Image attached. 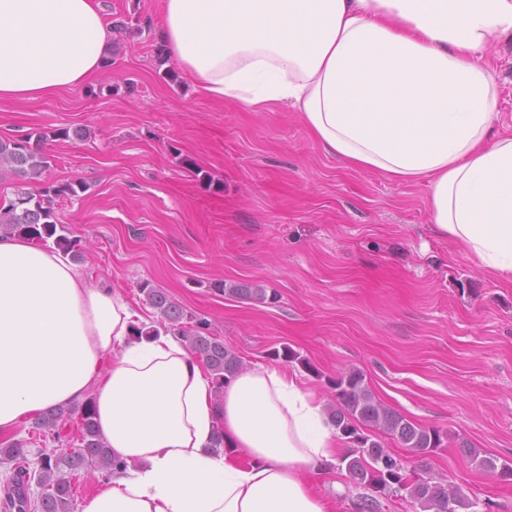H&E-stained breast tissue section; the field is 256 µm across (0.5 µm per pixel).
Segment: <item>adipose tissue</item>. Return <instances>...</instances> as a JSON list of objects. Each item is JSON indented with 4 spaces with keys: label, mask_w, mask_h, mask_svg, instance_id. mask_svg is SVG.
<instances>
[{
    "label": "adipose tissue",
    "mask_w": 512,
    "mask_h": 512,
    "mask_svg": "<svg viewBox=\"0 0 512 512\" xmlns=\"http://www.w3.org/2000/svg\"><path fill=\"white\" fill-rule=\"evenodd\" d=\"M160 30L205 97L290 105L348 167L428 183L437 234L512 284V137L495 133L483 55L512 35V0H162ZM111 60L98 0H0V102L81 86ZM142 322L68 253L0 236V434L92 399L124 467L81 512H334L317 480L345 444L316 389L261 363L216 391L180 337L135 335Z\"/></svg>",
    "instance_id": "obj_1"
}]
</instances>
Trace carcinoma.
Returning <instances> with one entry per match:
<instances>
[{"label":"carcinoma","instance_id":"obj_1","mask_svg":"<svg viewBox=\"0 0 512 512\" xmlns=\"http://www.w3.org/2000/svg\"><path fill=\"white\" fill-rule=\"evenodd\" d=\"M80 138L78 130L67 128L40 131L18 139H0V171L5 170L22 180L14 191V198L0 203V233L24 235L39 242L48 240L61 250L77 257L80 239L70 229L56 222L54 205L57 199L76 197L86 192L83 181L45 183L42 175L51 167L49 155L42 149L44 141ZM213 290L247 300L274 304L275 291L247 284L228 285L222 281L210 284ZM144 302L159 315V326L179 336L187 348L197 355L210 371L216 388L241 371L242 363L224 341L209 332V323L203 318L186 314L171 301L162 288L148 282L140 284ZM272 356L304 370L318 374L316 368L299 352L285 345ZM334 402L329 418L336 430L353 444L352 453L340 459L349 477L369 493L359 499V512H378L377 497H408L415 512H473L476 502L464 496L443 479L430 475L419 476L409 472L403 463L386 448V439L402 445L409 452L426 456L443 446L444 434L435 427L413 423L399 412L383 405L374 396L362 373L352 370L327 378ZM80 444L75 448H48L37 461L38 474L32 475L23 446L11 443L0 448V461L16 463L7 480L5 499H11L16 490L37 478L41 488L34 499H27V512H74L71 480L81 470H93L108 478L120 463L112 459L105 442L99 436L91 403L82 404L78 411ZM70 418L60 407L48 409L36 421V428L47 433L54 443L66 440L65 427ZM461 452L479 468L499 471L504 481H512V465L497 464L491 456L482 455L466 445Z\"/></svg>","mask_w":512,"mask_h":512}]
</instances>
